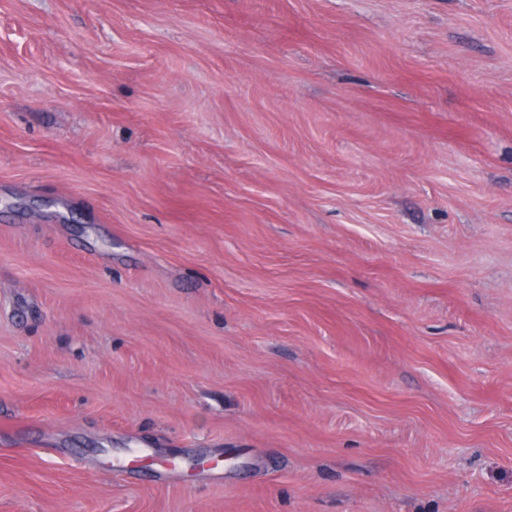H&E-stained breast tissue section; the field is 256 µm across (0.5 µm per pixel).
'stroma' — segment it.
Wrapping results in <instances>:
<instances>
[{"label":"stroma","mask_w":512,"mask_h":512,"mask_svg":"<svg viewBox=\"0 0 512 512\" xmlns=\"http://www.w3.org/2000/svg\"><path fill=\"white\" fill-rule=\"evenodd\" d=\"M0 512H512V0H0Z\"/></svg>","instance_id":"stroma-1"}]
</instances>
